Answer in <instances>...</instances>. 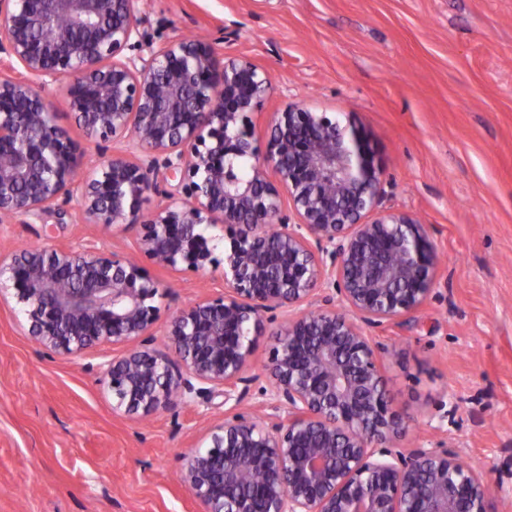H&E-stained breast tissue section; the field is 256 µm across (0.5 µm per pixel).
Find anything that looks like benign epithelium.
<instances>
[{
    "label": "benign epithelium",
    "instance_id": "1",
    "mask_svg": "<svg viewBox=\"0 0 512 512\" xmlns=\"http://www.w3.org/2000/svg\"><path fill=\"white\" fill-rule=\"evenodd\" d=\"M139 0H0V223L64 214L137 231L155 265H214L203 225L224 227V291L176 309L153 346L163 288L140 263L96 247L0 254L28 332L55 353L110 342L100 364L113 409L147 417L224 394L208 444L181 457L201 512H491L492 471L442 448L393 449L403 434L366 328L417 313L440 257L424 225L383 207L368 141L299 103L275 113L266 147L248 114L271 75L222 39L145 41ZM69 107L98 160L44 95ZM180 174L181 191L164 188ZM160 199L149 215L143 204ZM344 311H336V303ZM288 317L265 365L264 415L240 406L253 337ZM46 94L54 104L57 124L70 132L80 151L85 153L87 163L89 159L95 160L97 156L94 144L85 139L76 127L75 116L69 108L65 85L53 84L46 89Z\"/></svg>",
    "mask_w": 512,
    "mask_h": 512
}]
</instances>
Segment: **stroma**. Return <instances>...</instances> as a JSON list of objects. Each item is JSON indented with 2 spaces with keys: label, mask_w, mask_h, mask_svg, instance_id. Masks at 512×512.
Listing matches in <instances>:
<instances>
[{
  "label": "stroma",
  "mask_w": 512,
  "mask_h": 512,
  "mask_svg": "<svg viewBox=\"0 0 512 512\" xmlns=\"http://www.w3.org/2000/svg\"><path fill=\"white\" fill-rule=\"evenodd\" d=\"M155 45L223 38L224 53L270 73L250 115L265 138L300 103L368 135L384 205L418 219L441 264L436 295L409 323L372 329L387 346V389L401 448H445L493 469V503L512 512V0H140ZM64 218L0 223V250L95 246L138 257L135 233ZM167 290L157 327L180 306L222 293L223 267L148 265ZM46 351L14 299L0 301V512H199L179 457L204 445L224 398L113 411L98 365Z\"/></svg>",
  "instance_id": "35a3bbf8"
}]
</instances>
